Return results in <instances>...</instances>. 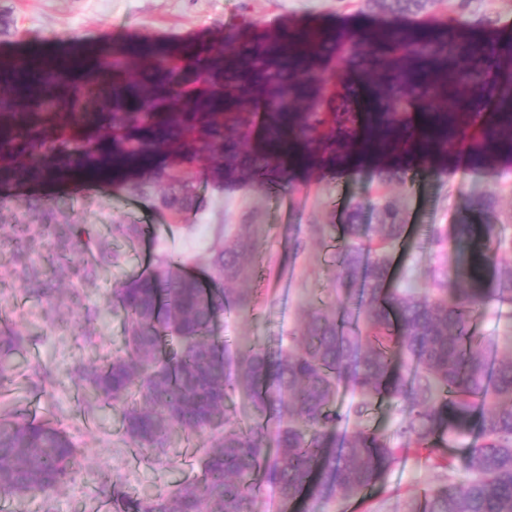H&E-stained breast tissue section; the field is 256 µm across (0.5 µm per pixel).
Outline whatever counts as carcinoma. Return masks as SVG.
Returning <instances> with one entry per match:
<instances>
[{"instance_id": "cac0c4a2", "label": "carcinoma", "mask_w": 512, "mask_h": 512, "mask_svg": "<svg viewBox=\"0 0 512 512\" xmlns=\"http://www.w3.org/2000/svg\"><path fill=\"white\" fill-rule=\"evenodd\" d=\"M429 0H384L394 13L425 9ZM247 23L229 39L232 69L225 56L201 42L187 56L178 47L133 43L94 60L86 69L75 62L47 79L52 100L46 112H0V188L51 175L49 152L70 146L76 161L69 173L80 177H124L150 172L126 182L136 196L154 189L153 206L175 219L200 207L197 192L178 186L195 183V163L206 152L222 159L211 173L215 185L258 181L289 189L297 170L315 161L346 156L362 118L351 97L340 98L332 111L304 104L313 94L299 75V65L334 61L339 36L329 30H282L273 37L250 32ZM466 54L483 62L491 50L483 39L472 40ZM408 57L412 77L420 65L434 75L424 91L427 103L443 99L454 105L452 119L429 126L431 138L445 146L438 160L448 159L446 146L464 145L482 163L497 152L512 151V87L489 90L475 82H457L451 64L450 39L435 31L413 33L378 47V64ZM143 62L130 75V58ZM11 79L3 96L21 92L28 72L1 62ZM258 79L259 97L267 112L269 139L263 148H247L244 140L253 113L242 102ZM488 95L498 102L481 137L460 128L463 117ZM408 102L396 98L392 111L379 113L370 136L392 141L393 150L413 153L411 134L402 121ZM24 213L1 224L0 243L11 247L14 265L8 275L38 299L54 297L57 276L71 270L73 258L84 256L76 274L91 281L109 271L118 256L112 238L136 239L139 224H70L46 197L30 196ZM496 200L492 196L463 202L456 242L470 253L458 278L462 288L431 294L415 288H387L392 257L387 247L405 232L393 200L378 208L383 235L380 247L361 242L359 213L352 210L344 225L339 287L332 298L303 309L301 329L286 349L272 351L254 343L235 360L236 373L226 372L224 341L212 335L224 306L249 311L254 297L224 284L250 277L254 256L250 225L224 241L213 260V272L199 277L186 261L156 257L141 274L112 289V306L125 316L122 348L99 365L79 364L72 377L86 382L89 406L102 403L121 418L126 442L145 450L152 460L169 459L170 438L177 431L208 437L198 463L200 477L150 496L117 499L116 512H258V483L273 487L282 502L305 493L314 497L362 499L380 472L395 465L403 452L425 454L445 473V481L426 490L422 502L408 512H512V347L505 359L484 348L472 334L487 299H512V266L498 265L493 246ZM495 287L485 288L488 270ZM82 304L83 322L102 316L95 303ZM25 340L6 320L0 322V380L10 376L4 358ZM350 384L362 396L357 413L379 398L400 400L406 416L397 435L402 447L375 431L360 429L338 442L341 416L336 410L339 387ZM241 393L249 401L252 424H229L226 400ZM480 410V441L462 463L438 454L443 430L457 437L468 433ZM80 454L58 424L7 410L0 412V495L37 497L48 494L70 476Z\"/></svg>"}]
</instances>
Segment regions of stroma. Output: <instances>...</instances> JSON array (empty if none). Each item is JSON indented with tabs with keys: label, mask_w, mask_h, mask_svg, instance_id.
Wrapping results in <instances>:
<instances>
[{
	"label": "stroma",
	"mask_w": 512,
	"mask_h": 512,
	"mask_svg": "<svg viewBox=\"0 0 512 512\" xmlns=\"http://www.w3.org/2000/svg\"><path fill=\"white\" fill-rule=\"evenodd\" d=\"M458 3L433 0L421 12L394 15L380 6L365 7L364 0H0V17L13 29L11 36H0V59L23 54L35 41L90 51L94 39L103 36L182 46L209 42L220 48L246 20L267 34L282 28L328 27L343 43L335 62L317 66L312 74L318 99L327 100L345 94L351 85L343 72L352 37L444 31L452 19L490 42L512 35V0H470L463 12ZM433 154V142L419 139V165L384 182L375 169L346 175L320 166L305 171L289 191L254 184L220 189L204 182L199 186L201 208L179 223L157 211L149 199L132 197L107 178L80 182L64 176L13 187L9 198L0 201V222L5 224L23 197L39 194L54 201L69 223L142 224L149 231L136 240L113 241L118 261L111 273L85 282L68 278V287L81 288L85 300L105 307L104 317L93 327H85L80 306L71 304L65 310L68 331L57 330L53 306L26 296L19 284L0 288V312L14 313L27 337L11 356L20 372L0 383V401L19 413L60 422L81 450L70 479L48 498L6 497L0 499V512H113V498H134L198 478L195 451L202 448L203 438H179L170 464L152 463L144 451L124 442L120 422L107 409L83 412V390L69 376L78 359L94 360L121 346L123 315L106 303L115 283L142 272L153 256L189 260L193 272L202 275L224 239L233 237L239 225H249L256 261L244 286L255 303L245 313L225 310L216 326L217 335L241 350L256 339L300 329L302 304L325 299L334 286L351 208H359L361 223L372 227L378 222V203L385 197L397 203L409 228L392 251L393 287H438L442 272L454 271L465 250L450 235L439 241L422 235L421 226L450 231L462 201L489 194L498 199V256L512 265V160L485 166L463 149L454 156L455 168L450 171L433 165ZM298 238L303 248H295ZM31 365L56 374L50 394L32 390L23 375ZM359 401L351 387L340 388L336 409L342 433L370 429L389 436L404 417L402 406L384 400L357 414ZM442 478V470L413 452L380 475L366 500L311 498L304 507L306 512H407L411 501Z\"/></svg>",
	"instance_id": "obj_1"
}]
</instances>
